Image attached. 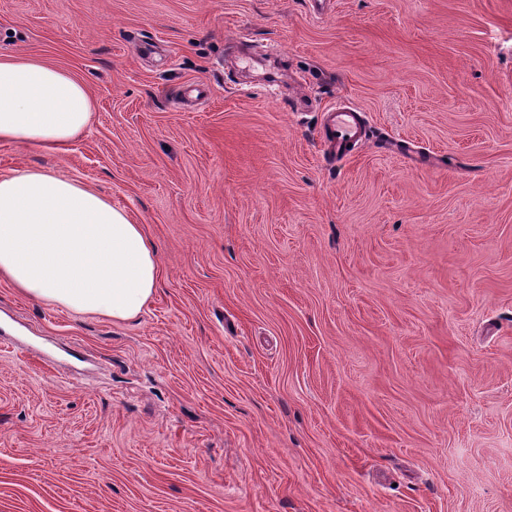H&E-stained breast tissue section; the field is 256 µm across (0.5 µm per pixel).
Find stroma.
Returning <instances> with one entry per match:
<instances>
[{"label":"stroma","mask_w":512,"mask_h":512,"mask_svg":"<svg viewBox=\"0 0 512 512\" xmlns=\"http://www.w3.org/2000/svg\"><path fill=\"white\" fill-rule=\"evenodd\" d=\"M16 53L96 109L0 175L162 278L118 323L0 280V512H512V0H0ZM361 140L359 113L349 107L337 106L331 112L327 142L336 155L346 156Z\"/></svg>","instance_id":"stroma-1"}]
</instances>
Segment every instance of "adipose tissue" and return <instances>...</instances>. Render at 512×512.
Masks as SVG:
<instances>
[{
    "label": "adipose tissue",
    "instance_id": "ef3b65f1",
    "mask_svg": "<svg viewBox=\"0 0 512 512\" xmlns=\"http://www.w3.org/2000/svg\"><path fill=\"white\" fill-rule=\"evenodd\" d=\"M94 110L66 70L0 56V141L60 151ZM0 280L50 306L127 322L156 294L160 263L143 226L106 195L29 168L0 175Z\"/></svg>",
    "mask_w": 512,
    "mask_h": 512
}]
</instances>
